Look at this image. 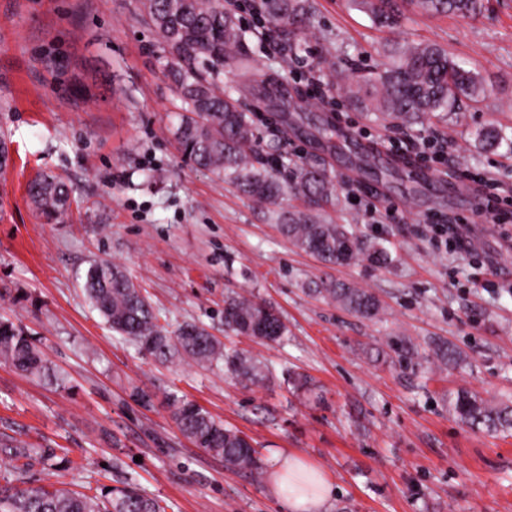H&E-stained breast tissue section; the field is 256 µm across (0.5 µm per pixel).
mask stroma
<instances>
[{"instance_id": "obj_1", "label": "stroma", "mask_w": 512, "mask_h": 512, "mask_svg": "<svg viewBox=\"0 0 512 512\" xmlns=\"http://www.w3.org/2000/svg\"><path fill=\"white\" fill-rule=\"evenodd\" d=\"M310 34L298 55L251 40L257 71L224 74L256 112L262 144L305 157L336 178L341 204L328 217L379 240L394 262L327 267L278 230L274 207L186 161L160 52L139 0H0V129L12 163L0 176V313L34 334L58 387L0 362V442L66 448L74 469L47 476L31 463L32 486L135 483L167 512H284L267 482L232 471L178 430L175 393L252 437L263 466L296 454L332 482L333 512H512V432L463 426L448 411L458 389L512 401V223L484 222L475 194L450 191L462 171L512 182V151L479 150L474 134L494 123L512 137V0H489L477 19L411 13L376 26L349 0H312ZM432 40L474 71L487 90L437 123L448 164L421 160L439 182L422 188L394 171L395 131L346 100L334 72L373 71L386 43ZM335 110L307 95L310 68ZM333 116L335 132L319 131ZM73 189L67 219L43 221L26 196L41 173ZM459 220L462 244L436 246L432 224ZM105 257L148 296L176 330L196 321L251 356L263 381L242 387L223 365L164 366L103 322L82 276ZM330 277L375 293L383 320H367L306 293ZM252 292L288 326L278 343L224 330V299ZM419 355L432 342L463 362L441 374L400 363L392 346ZM309 376L297 390L286 371ZM150 393L149 407L131 398Z\"/></svg>"}]
</instances>
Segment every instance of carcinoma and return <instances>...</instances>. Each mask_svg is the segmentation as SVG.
<instances>
[{"mask_svg":"<svg viewBox=\"0 0 512 512\" xmlns=\"http://www.w3.org/2000/svg\"><path fill=\"white\" fill-rule=\"evenodd\" d=\"M381 26H397L414 7L428 15L473 17L487 0H353ZM261 20L264 35L281 45L283 55L300 51L311 26V0H260L250 6ZM141 20L151 29L162 53L164 70L178 101L180 123L174 136L182 155L194 166L230 181L243 195L275 204L285 195L300 205L278 215L281 234L298 250L316 256L328 267L360 260L382 268L390 252L376 241L358 236L347 224L328 223L320 214L336 202V183L328 172L286 154H263L255 130L254 113L243 108L231 92L219 90L224 68L249 71L254 59L248 46L253 30L242 27L224 0H139ZM350 94L366 97L375 120L389 128L411 129L440 119L462 99L477 102L486 90L476 74L463 68L448 49L434 42L388 45L380 53L376 73L364 77L351 69ZM506 139L501 128L488 125L476 133V144L495 151ZM27 195L49 223L68 215L72 189L62 178L42 173L27 183ZM309 292L345 311L374 320L384 312L380 299L366 288L339 279L311 282ZM82 288L90 304L115 333L134 343L140 352L160 363L189 359L201 366L224 362L225 372L249 387L263 379L257 363L224 347L205 326L184 323L175 332L159 324L155 310L120 266L96 259L84 272ZM224 331L277 342L288 333L279 312L253 295L224 299ZM0 359L33 377L64 379L22 326L0 315ZM461 353L446 342L432 348L431 363L438 369L457 365ZM172 418L196 447L224 459L233 468L259 476L258 451L253 439L224 425L196 402L175 394L169 398ZM448 409L469 428L488 432L512 430V405L492 403L479 394L448 393ZM15 462L22 473L36 460L48 473L75 468L67 448H28L22 442L3 444L0 455ZM0 512H166L162 501L126 483L98 486L94 493L54 486L0 484Z\"/></svg>","mask_w":512,"mask_h":512,"instance_id":"obj_1","label":"carcinoma"}]
</instances>
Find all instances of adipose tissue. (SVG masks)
<instances>
[{"instance_id":"ef3b65f1","label":"adipose tissue","mask_w":512,"mask_h":512,"mask_svg":"<svg viewBox=\"0 0 512 512\" xmlns=\"http://www.w3.org/2000/svg\"><path fill=\"white\" fill-rule=\"evenodd\" d=\"M269 489L282 501L286 512H328L333 495L331 482L290 454L277 458L270 472Z\"/></svg>"}]
</instances>
